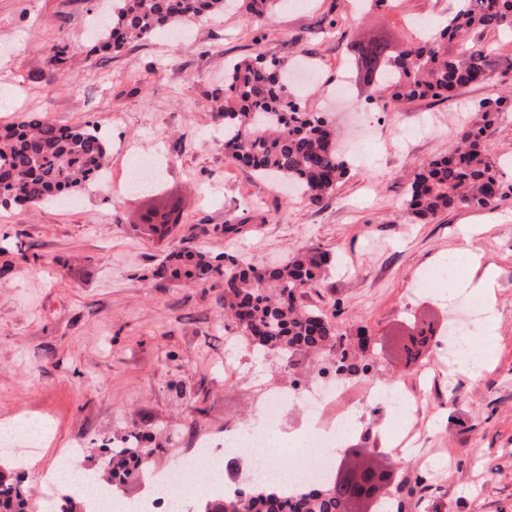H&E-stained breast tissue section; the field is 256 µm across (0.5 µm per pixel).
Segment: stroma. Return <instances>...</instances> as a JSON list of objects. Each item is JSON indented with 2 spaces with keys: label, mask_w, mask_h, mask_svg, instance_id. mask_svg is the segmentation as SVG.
<instances>
[{
  "label": "stroma",
  "mask_w": 512,
  "mask_h": 512,
  "mask_svg": "<svg viewBox=\"0 0 512 512\" xmlns=\"http://www.w3.org/2000/svg\"><path fill=\"white\" fill-rule=\"evenodd\" d=\"M86 0H0V126L25 116L67 125L93 124L111 151L108 186L67 193L53 205H0V421L34 417L51 436L12 477L42 499L45 472L65 450L79 448L90 469L97 440L151 435L154 476L194 455L197 443L224 426L259 430L258 387H287L275 362L243 343H228L224 288L155 277L170 252L229 253L245 264L272 266L317 245L334 266L306 294L372 361L381 383L414 391L426 403L409 420L414 450L382 459L396 480L388 512H512V199L492 211L460 208L434 223L414 224L401 203L415 171L454 141L474 101L505 94L512 73L444 100H419L399 111L366 106L373 92L349 75L347 96L328 99L355 43L385 35L403 45L401 20L380 12L356 19L348 0H309L280 11L269 25L242 13L195 20L181 38L161 32L121 54L88 60L94 42ZM64 37L73 57L57 69L49 47ZM306 46L317 89L313 112L332 114L359 146L350 173L320 205L291 199L224 156V64L260 51L291 65L287 46ZM163 164L166 192L181 202L165 237L141 224L142 200L127 183L134 158ZM241 234L224 235L226 220ZM479 226L466 279L496 268L494 356L479 378L439 367L447 345L429 354L417 384L393 339L412 319L447 326L453 312L445 281L419 286L438 257L462 245L460 227ZM372 336L359 347V334Z\"/></svg>",
  "instance_id": "1"
}]
</instances>
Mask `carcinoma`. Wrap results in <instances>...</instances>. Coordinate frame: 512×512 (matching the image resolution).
I'll list each match as a JSON object with an SVG mask.
<instances>
[{"label": "carcinoma", "instance_id": "1", "mask_svg": "<svg viewBox=\"0 0 512 512\" xmlns=\"http://www.w3.org/2000/svg\"><path fill=\"white\" fill-rule=\"evenodd\" d=\"M233 2L237 9L263 20L288 4V0H112V15L101 24L94 52L116 56L131 42L174 32L203 16L221 15ZM486 33L512 34V0H458L442 28L427 37H410L397 54L386 38L357 43L356 74L375 80L377 100L385 110L427 98L446 100L464 88L488 82L503 66L512 70L509 59L478 43ZM50 53L54 66H67L70 57L64 41L52 45ZM508 100L512 101L511 89L504 96L478 101L473 119L461 128L448 153L415 173L403 203L411 222L430 223L460 207L491 208L512 196V183L503 180L499 160L488 153L485 143L486 132ZM220 115L230 146L225 155L261 180L298 187L317 205L349 175L337 150L335 124L302 105L289 74L282 72L275 58L257 52L227 63ZM108 159V145L88 124L59 126L28 117L0 128V169L9 180L5 197L17 203L38 206L65 190L85 187ZM148 197L153 205L143 211L142 223L151 233L165 235L169 225L151 222L159 212L154 202L165 197L164 187L155 186ZM328 264V254L314 245L270 267L244 265L231 254L213 259L200 251H180L163 262L156 276L196 286L221 280L225 328L258 358L273 354L289 369L295 367V355L316 352L332 358L334 372L341 378L365 375L373 364L349 355L344 337L322 310L298 303L320 285ZM101 449L107 479L96 472L93 478L104 486L127 480L156 452L137 433L104 439ZM243 499L249 512H345L351 495L341 478L301 486L291 495L274 486L255 485L237 492L233 500L208 502L204 512H238ZM33 508L21 481L0 473V512H33Z\"/></svg>", "mask_w": 512, "mask_h": 512}]
</instances>
